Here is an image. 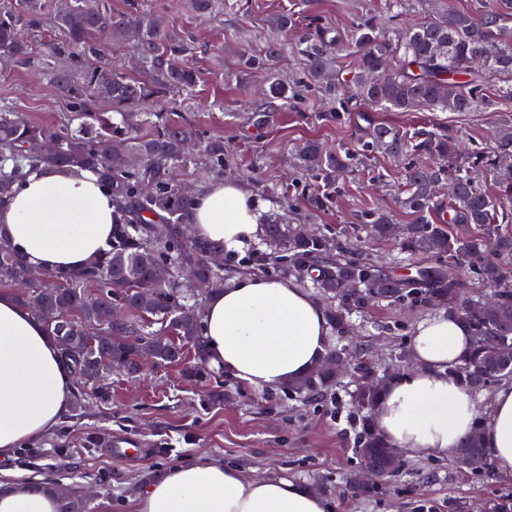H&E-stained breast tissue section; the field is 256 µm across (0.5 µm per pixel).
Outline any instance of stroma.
I'll list each match as a JSON object with an SVG mask.
<instances>
[{
	"label": "stroma",
	"mask_w": 512,
	"mask_h": 512,
	"mask_svg": "<svg viewBox=\"0 0 512 512\" xmlns=\"http://www.w3.org/2000/svg\"><path fill=\"white\" fill-rule=\"evenodd\" d=\"M368 0H222L215 12L195 13L191 0H173L169 29L196 43L202 80L189 93L183 117L203 136L224 143V173L238 179L264 205V218L280 224H310L361 257L388 263L400 274L413 260L393 241L369 236L362 214L380 211L396 224L410 223L400 209L406 159L382 154L361 157L338 181L324 207L315 208L319 188L295 166V149L315 139L330 150L358 148L376 124L400 130L451 127L467 141L487 147L500 119L496 112L327 113L308 93L296 109L261 117L248 108V89L261 75L238 80L240 53L260 54L273 40L269 18L288 13L297 31L324 25L349 34L357 9ZM0 105L31 121L69 128L67 105L34 63L0 61ZM287 273L261 238L243 250L225 251L224 275ZM436 304L379 301L349 316L345 336H331L356 366L385 384L413 369L409 342ZM358 376L338 377L322 395L303 399L292 390L254 388L222 368L207 365L202 379L185 378L180 366H151L140 375L115 371L103 393H93L42 439L26 442L0 460V483H37L47 475L68 487L92 485V512H130L134 498L154 474L167 475L199 456L241 469L246 475L323 485L329 512H492L512 499V477L497 468L482 473L457 469L448 456H406L397 476L363 493L353 484L359 433L355 395ZM132 436L138 448L118 456L115 440Z\"/></svg>",
	"instance_id": "35a3bbf8"
}]
</instances>
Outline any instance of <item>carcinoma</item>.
Masks as SVG:
<instances>
[{
    "label": "carcinoma",
    "mask_w": 512,
    "mask_h": 512,
    "mask_svg": "<svg viewBox=\"0 0 512 512\" xmlns=\"http://www.w3.org/2000/svg\"><path fill=\"white\" fill-rule=\"evenodd\" d=\"M165 0H144L129 12L114 13L95 0H67L57 14L59 38L44 44L42 59L63 58L62 67L47 66L46 76L67 101L79 124L63 132L53 126L30 122L9 106H0V200L26 176L27 169L43 166L89 167L112 194L117 218L108 248L89 264L51 275L33 267L7 242L0 240V283L24 282L30 293L19 301L41 321L59 346L62 361L73 374L75 397L82 402L86 389L105 380L112 368L136 370L143 362L181 364L196 377L207 365L202 322L207 300L224 290V267L210 263L224 249L205 241H182L181 234L194 206V196L172 176L187 162L186 146L209 163L208 173L224 174L221 141L201 138L187 122L168 120L163 111L176 105L175 93H189L201 79L191 64L190 39L164 30L157 16ZM42 3L27 0L25 12L0 9V59L31 62V49L20 30L40 23ZM280 38L265 55L244 53L239 60L243 75L266 68L288 47L293 32L291 18L281 14L272 21ZM136 36L138 75H128L112 64L110 44ZM347 41L321 28L298 37L306 74L285 82L268 76L266 104L296 102L313 89L327 102L329 111L345 112L354 104L367 112H492L512 103V0H479L475 9L444 8L394 33L379 27L374 9L363 8ZM347 46L356 59L349 79L332 80L339 47ZM105 101L112 111L95 103ZM56 144L52 153L28 149L34 142ZM365 152L390 156L414 153L425 159L406 172V188L398 199L413 222L399 238L397 250L410 257L425 255L440 260L422 268L429 277L424 285H391L388 267L352 258L342 260L327 247L326 239L305 237L300 228L270 224L271 240L288 235L285 255L288 272L317 271L313 285L338 299L342 308L327 312L337 335L347 332L344 310L365 302L410 299L427 303L436 293L448 315L460 320L471 348L448 365V375L478 391V384L512 380V228L507 208L512 207V114L500 119L491 148L468 150L458 130L417 129L401 133L386 125L369 129L362 143ZM298 167L316 183L330 186L336 176L356 161V151L336 152L311 140L297 154ZM495 178L497 192L483 188L486 175ZM448 187L449 221L433 219L435 185ZM151 192L144 193L145 187ZM362 223L377 238L389 236L390 221L382 212H368ZM475 225L486 236L468 234L454 238L447 224ZM160 266L170 269L164 281L155 279ZM466 267L481 282L495 288L494 302L465 295L460 269ZM209 282L198 296L189 277ZM156 322L162 328L152 331ZM91 327L97 335L85 334ZM331 346L321 362L291 384L304 394L327 389L334 373L325 370L336 359ZM378 390L365 383L357 391L361 435L355 448L360 462L387 447L373 426ZM456 455L480 458L478 469L492 465L484 447L483 422L477 421ZM51 491L57 512H91L88 500L66 492L53 479L40 483Z\"/></svg>",
    "instance_id": "carcinoma-1"
}]
</instances>
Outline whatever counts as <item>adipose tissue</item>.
Returning a JSON list of instances; mask_svg holds the SVG:
<instances>
[{"mask_svg":"<svg viewBox=\"0 0 512 512\" xmlns=\"http://www.w3.org/2000/svg\"><path fill=\"white\" fill-rule=\"evenodd\" d=\"M112 196L86 169L41 167L0 203V237L50 272L81 267L105 250L114 229ZM261 221V205L237 180L201 188L190 216L193 233L240 250ZM203 336L211 363L248 385L278 388L313 370L328 345L326 313L294 282L243 274L208 301ZM470 340L461 322L440 311L410 340L412 371L385 385L373 417L388 446L423 456L453 454L478 411L471 392L448 376ZM73 377L56 342L12 289H0V458L47 434L71 409ZM485 447L512 476V384L494 392L484 423ZM326 501L298 483L202 459L174 467L143 489L131 512H327ZM0 512H56L55 499L25 484L0 490Z\"/></svg>","mask_w":512,"mask_h":512,"instance_id":"ef3b65f1","label":"adipose tissue"}]
</instances>
